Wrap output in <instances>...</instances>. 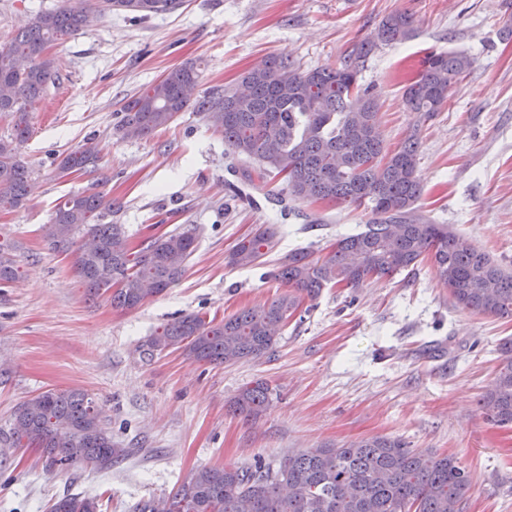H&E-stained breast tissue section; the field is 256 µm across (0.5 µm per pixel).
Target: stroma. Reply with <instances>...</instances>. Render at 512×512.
<instances>
[{
    "mask_svg": "<svg viewBox=\"0 0 512 512\" xmlns=\"http://www.w3.org/2000/svg\"><path fill=\"white\" fill-rule=\"evenodd\" d=\"M65 2L0 0V41ZM90 2L88 26L49 48L55 80L31 108L19 150L31 170L27 203L0 210V239L18 270L0 288V512H48L67 493L97 497L100 512H133L202 467L258 458L275 467L297 449L373 436L456 458L472 477L463 512H512V426L492 425L479 406L512 320L453 306L430 261L303 300L261 358H143L140 344L174 318L219 321L270 302L286 290L275 277L282 258L302 248L324 255L367 217L325 202L281 205L279 180L269 183L273 198L259 192L248 205L230 190L238 161L223 134L191 106L150 137L113 133L124 102L174 66L197 63L196 99L272 55L304 70L338 65L385 17L411 14L414 37L374 48L359 83L378 95L387 148L416 135L424 209L511 270L512 0H182L145 18ZM430 48L467 51L474 65L426 119L405 108L402 92ZM90 139L101 147L96 175L61 172L60 160ZM95 178L130 247L151 235H197L179 281L134 309L90 295L72 256L43 237L56 206ZM266 224L279 227L274 249L253 266L229 265L235 245ZM258 379L276 394L246 421L228 403ZM49 389L92 394L132 456L103 470L61 469L41 449L12 445L16 408Z\"/></svg>",
    "mask_w": 512,
    "mask_h": 512,
    "instance_id": "stroma-1",
    "label": "stroma"
}]
</instances>
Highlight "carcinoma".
Returning a JSON list of instances; mask_svg holds the SVG:
<instances>
[{"mask_svg": "<svg viewBox=\"0 0 512 512\" xmlns=\"http://www.w3.org/2000/svg\"><path fill=\"white\" fill-rule=\"evenodd\" d=\"M88 17L81 5L42 11L0 43V114L12 120V133L0 138V208L21 209L27 201L31 174L18 149L30 134L29 108L43 99L54 78L48 44L81 30ZM414 33L411 15H390L337 67L305 71L284 56H271L263 67L243 73L236 86L210 90L196 101V111L224 134L228 150L257 162L241 172L243 185L264 186L281 176L293 201L333 202L362 209L369 219L364 230L339 238L322 257L305 249L288 254L278 272L288 291L271 302L217 323L182 316L140 345L143 357L181 349L216 364L257 358L272 348L302 299L316 298L330 284L357 288L373 277L411 271L426 258L454 306L512 318V272L464 241L454 225L440 224L422 209L416 136L386 149L378 99L358 84L359 63L377 44ZM472 65L462 51L427 52L404 87V105L433 117ZM198 78L193 64L168 70L124 103L114 134L143 139L168 127L186 108L185 91ZM99 154L89 140L60 167L90 172ZM111 214L112 200L91 186L57 207L43 236L52 251L73 255L77 277L90 293H108L113 307L134 309L149 297L145 281L163 284L155 289L159 295L183 275L197 238L188 229L147 240L134 251L122 225L106 220ZM276 238L277 228L260 229L235 246L228 263H254L275 247ZM6 248L1 242V285L17 276ZM499 351L480 408L492 424L507 427L512 426V340L503 341ZM272 392L267 381L252 382L235 396L233 412L257 417ZM11 437L18 445L44 449L51 467L82 463L102 469L133 452L112 439L102 407L81 389L47 390L19 405ZM471 487L469 472L455 458L375 436L340 448L298 449L276 469L260 462L203 467L167 499L142 501L134 512H457ZM49 512H99V505L95 497L66 495L55 499Z\"/></svg>", "mask_w": 512, "mask_h": 512, "instance_id": "cac0c4a2", "label": "carcinoma"}]
</instances>
